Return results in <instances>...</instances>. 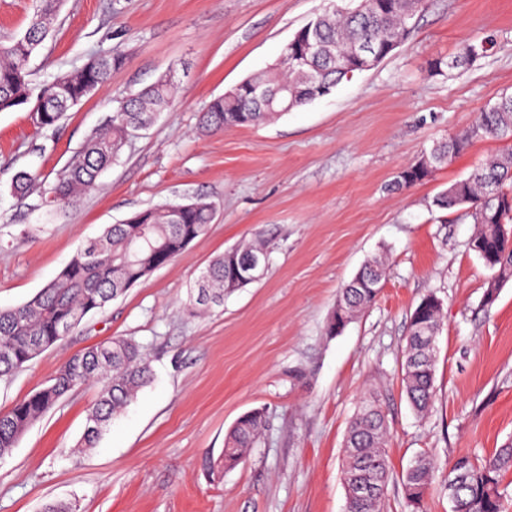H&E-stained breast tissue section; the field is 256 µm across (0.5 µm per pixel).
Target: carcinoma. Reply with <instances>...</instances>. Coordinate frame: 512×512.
<instances>
[{
	"instance_id": "obj_1",
	"label": "carcinoma",
	"mask_w": 512,
	"mask_h": 512,
	"mask_svg": "<svg viewBox=\"0 0 512 512\" xmlns=\"http://www.w3.org/2000/svg\"><path fill=\"white\" fill-rule=\"evenodd\" d=\"M63 0H37L36 9L23 33L0 40V112L26 104H38L29 113L38 130L55 127L73 106L106 83L112 70L124 63L122 56L107 53L53 80L34 83L28 63L48 36ZM427 0H368L329 10L312 20V28L299 30L319 44V54L305 66L285 62L281 70L242 81V86L214 99L201 116V128L222 133L242 126L264 124L278 113L252 98L246 86L257 84L268 97L276 98L288 87L291 108L303 107L319 98L318 84L335 88L348 73L361 71L351 63L354 49L368 45L378 59L389 50L386 38L400 35L404 40L424 11ZM488 42H466L450 62L458 68L487 51ZM172 79H162L129 96L99 128L84 140L76 159L48 183L38 170H20L11 191L25 203L30 190H41L39 206L53 208L73 205L96 185L99 175L120 156L126 140L137 130L149 127L160 109L176 93ZM494 138L508 142L503 151L467 178L452 183L433 203L440 209L463 207L471 212L477 230L472 249L486 267L494 271L484 293L485 305L497 298L499 286L512 278V236L500 233V226L512 223V95H505L463 132L435 145L416 164L402 169L395 178L397 188H410L438 167L450 162L474 140ZM212 220L211 205L193 201L183 209L148 208L121 224L109 225L101 236L88 242L59 273L31 300L10 309H0V380L11 376L42 351L64 340L90 313L103 310L128 288L172 262L195 239L204 235ZM263 244H249L216 255L201 271L189 297V312L224 304L228 284L241 270V263L263 254ZM387 275L386 264L373 258L365 261L354 278L340 290L341 308L333 311L326 334L334 336L358 312L375 300L374 285ZM443 319L435 296L424 297L410 317L409 334L402 362V382L413 410L421 416L431 411L435 396V341ZM152 378L149 362L132 338L114 337L72 357L51 383L16 403L0 415V457L16 447L26 429L70 392L86 386L99 388V399L87 415L78 441L80 448H93L108 427ZM267 423L266 413L253 410L241 416L224 440V467L243 462ZM389 426L379 400L368 395L356 410L348 429L341 474L347 492L346 512H381L391 481L384 450ZM435 458L420 453L402 476L411 512H426L425 497L435 472ZM512 470V440L492 457L477 462L468 456L457 458L448 472L444 491L453 512H502L501 474ZM368 476L374 488L368 497L355 493L354 479Z\"/></svg>"
}]
</instances>
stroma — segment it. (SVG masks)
<instances>
[{
  "mask_svg": "<svg viewBox=\"0 0 512 512\" xmlns=\"http://www.w3.org/2000/svg\"><path fill=\"white\" fill-rule=\"evenodd\" d=\"M330 0H64L29 64L40 82L119 53L122 67L49 130L25 109L0 112V308L26 303L89 239L133 213L203 200L206 236L87 315L58 345L0 380V411L43 387L73 355L124 336L153 379L96 447H78L98 390L66 395L0 458V512L48 502L78 512H346L344 440L364 392L375 391L391 436L385 512H407L402 475L421 452L437 467L429 512H451L443 490L460 456L482 461L512 440V279L492 305L493 277L469 242L465 209L434 197L503 144L474 141L406 190L397 173L437 141L471 126L512 93V0H429L409 37L331 94L259 126L206 133L207 105L271 67ZM488 41L468 66L434 70L466 41ZM175 74L178 92L132 137L98 187L76 205L17 209V170L56 176L120 98ZM266 241L264 276L190 315V287L241 242ZM388 261L374 303L336 336L325 327L340 288L370 257ZM435 295L436 398L418 418L401 363L410 316ZM267 426L246 460L225 468L224 438L242 415Z\"/></svg>",
  "mask_w": 512,
  "mask_h": 512,
  "instance_id": "1",
  "label": "stroma"
}]
</instances>
